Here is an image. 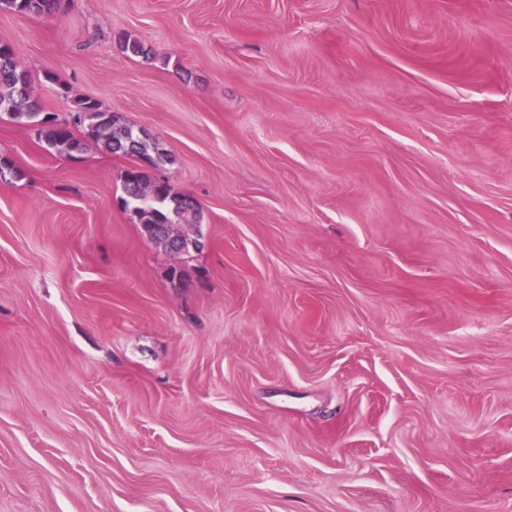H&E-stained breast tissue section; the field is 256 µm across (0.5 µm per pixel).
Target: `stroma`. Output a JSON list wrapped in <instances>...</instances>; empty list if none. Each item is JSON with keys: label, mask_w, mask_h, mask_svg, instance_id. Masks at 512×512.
Masks as SVG:
<instances>
[{"label": "stroma", "mask_w": 512, "mask_h": 512, "mask_svg": "<svg viewBox=\"0 0 512 512\" xmlns=\"http://www.w3.org/2000/svg\"><path fill=\"white\" fill-rule=\"evenodd\" d=\"M0 41L201 205L171 256L128 158L0 116V512H512V0H61ZM73 121L48 119L43 120L39 127V138L45 144L61 152L73 154L81 152L88 140L101 144L104 148L115 154L133 159L137 154H147L152 159L150 168L157 169L164 165L168 155L156 146V143H147L140 138L133 129L120 124L119 119L112 112L104 111L100 105L89 98L74 99ZM82 112L94 113V118L80 121L78 116ZM81 127L84 131L79 138L72 131V127ZM152 144V146H151ZM152 149V151H151Z\"/></svg>", "instance_id": "35a3bbf8"}]
</instances>
